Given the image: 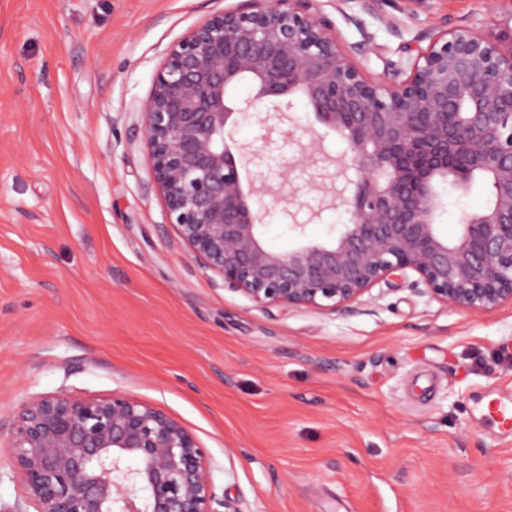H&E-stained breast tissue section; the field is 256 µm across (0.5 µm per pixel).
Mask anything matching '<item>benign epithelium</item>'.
I'll use <instances>...</instances> for the list:
<instances>
[{"label": "benign epithelium", "instance_id": "1", "mask_svg": "<svg viewBox=\"0 0 512 512\" xmlns=\"http://www.w3.org/2000/svg\"><path fill=\"white\" fill-rule=\"evenodd\" d=\"M316 2L241 0L171 49L144 112L168 224L224 287L262 306L336 310L409 270L454 308L512 302V25L492 37L440 31L410 69L376 82ZM244 79L256 92L235 106L228 91ZM295 92L347 142L334 176L353 172L354 191L335 199L349 215L337 238L275 250L258 224L278 192L258 174L244 190L241 169L262 163L282 116L276 104L252 108ZM235 114L262 131L240 162L224 152ZM315 155L311 144L284 163L282 181ZM439 178L460 189L480 178L490 193L450 240L434 224ZM10 445L35 512H214L205 449L165 412L125 395L31 397Z\"/></svg>", "mask_w": 512, "mask_h": 512}]
</instances>
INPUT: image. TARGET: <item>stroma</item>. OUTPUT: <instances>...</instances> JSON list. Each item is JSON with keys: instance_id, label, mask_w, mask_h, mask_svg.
I'll return each mask as SVG.
<instances>
[{"instance_id": "obj_1", "label": "stroma", "mask_w": 512, "mask_h": 512, "mask_svg": "<svg viewBox=\"0 0 512 512\" xmlns=\"http://www.w3.org/2000/svg\"><path fill=\"white\" fill-rule=\"evenodd\" d=\"M238 0H0V512L24 505L9 429L36 394H124L205 448L217 499L240 512H512V440L476 405L512 392V303L455 309L415 273L348 308H264L203 269L166 222L143 112L168 53ZM356 63L387 80L428 35L501 30L488 0H318ZM260 172L309 141L347 144L300 95ZM325 164L295 171L306 203L260 232L282 250L330 240L309 221ZM452 237L488 191L438 183Z\"/></svg>"}]
</instances>
